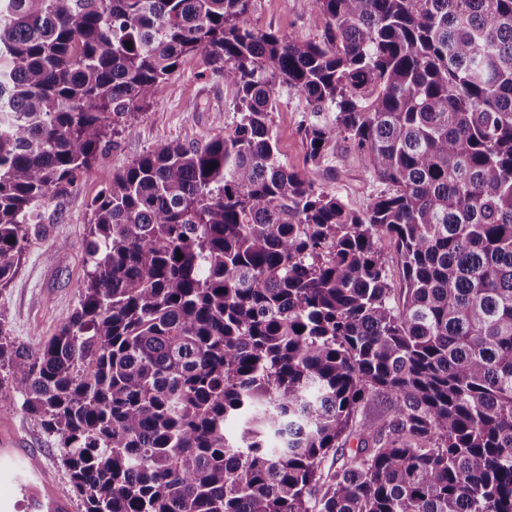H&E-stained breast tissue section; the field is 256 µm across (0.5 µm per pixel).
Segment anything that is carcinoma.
<instances>
[{
	"label": "carcinoma",
	"instance_id": "carcinoma-1",
	"mask_svg": "<svg viewBox=\"0 0 512 512\" xmlns=\"http://www.w3.org/2000/svg\"><path fill=\"white\" fill-rule=\"evenodd\" d=\"M255 2L0 0V287L185 59L240 114L112 176L78 307L0 328V401L83 512H512V0H311L317 42ZM278 81L334 113L307 161L367 156L364 212L280 161Z\"/></svg>",
	"mask_w": 512,
	"mask_h": 512
}]
</instances>
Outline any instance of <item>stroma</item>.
<instances>
[{"label": "stroma", "mask_w": 512, "mask_h": 512, "mask_svg": "<svg viewBox=\"0 0 512 512\" xmlns=\"http://www.w3.org/2000/svg\"><path fill=\"white\" fill-rule=\"evenodd\" d=\"M249 20L260 30L312 41L319 40L323 30L311 0H257ZM232 98V89L213 77L200 58L186 59L166 81L161 96L139 114L132 130L116 135L115 145L93 173L43 207L39 233L30 238L18 272L0 288L4 327L11 337L30 349L40 348L76 307L78 286L86 271L84 238L90 205L111 183L113 174L158 146H201L220 129L233 128L239 116L231 106ZM315 118L328 124L333 115L312 116L302 94L284 84L277 86L270 127L280 160L350 210L365 211L382 185L368 177L366 158L347 141L331 140L321 163H308L304 128ZM0 414L12 418L25 447L40 449L62 486H69V473L52 438L22 410L20 400L0 402Z\"/></svg>", "instance_id": "stroma-1"}]
</instances>
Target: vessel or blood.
Returning <instances> with one entry per match:
<instances>
[{
	"label": "vessel or blood",
	"instance_id": "obj_1",
	"mask_svg": "<svg viewBox=\"0 0 512 512\" xmlns=\"http://www.w3.org/2000/svg\"><path fill=\"white\" fill-rule=\"evenodd\" d=\"M0 512H73L56 474L37 450L20 445L6 421L0 422Z\"/></svg>",
	"mask_w": 512,
	"mask_h": 512
}]
</instances>
